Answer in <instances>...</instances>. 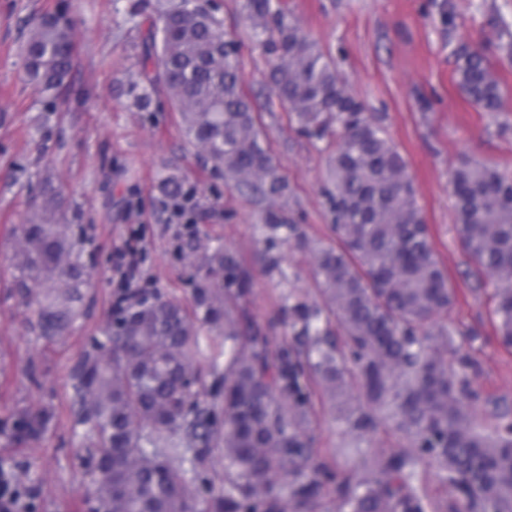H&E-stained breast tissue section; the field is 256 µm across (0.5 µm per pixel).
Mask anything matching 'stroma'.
Segmentation results:
<instances>
[{
  "instance_id": "obj_1",
  "label": "stroma",
  "mask_w": 512,
  "mask_h": 512,
  "mask_svg": "<svg viewBox=\"0 0 512 512\" xmlns=\"http://www.w3.org/2000/svg\"><path fill=\"white\" fill-rule=\"evenodd\" d=\"M146 19L159 0H145ZM227 32L242 38L246 88L255 98L271 152L286 177L289 206L310 239L328 240L322 188L327 155L290 124L267 83V60L246 40L240 0H220ZM300 29L335 60L348 91L380 117L407 161L417 200L450 283L457 290L446 324L464 332L479 397L468 411L493 421V403L512 404V349L500 345L491 319V283H478L457 240L451 169L463 157L512 171V0H286ZM126 0H0V464L34 491L33 512H89L93 481L90 433L79 421L73 370L112 321L118 283L112 268L129 252L145 292L192 308L189 276L215 247L254 266L259 208L215 178L185 137L165 94L156 112L139 111L127 93L146 26L130 21ZM63 13L73 23L75 66L62 97L29 81L21 44L34 17ZM482 51L503 91V108L486 112L456 82V54ZM168 176L195 190L192 227L165 221L159 189ZM61 190L57 217L80 225L86 253L83 312L61 336L34 328L30 297L13 286L25 223L45 187ZM278 292L255 273L247 308L270 348L288 339L271 326ZM48 411L42 432L21 440L19 418ZM312 435L319 459L358 476L369 457L398 443L384 430L368 434L360 453L344 446L328 401L317 400Z\"/></svg>"
}]
</instances>
